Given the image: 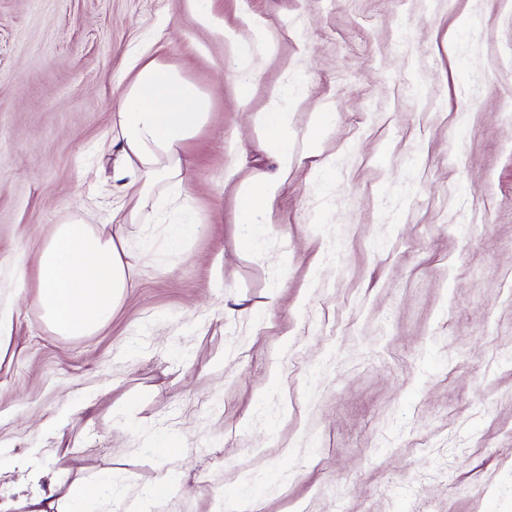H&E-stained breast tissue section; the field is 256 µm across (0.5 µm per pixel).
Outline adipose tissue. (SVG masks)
Listing matches in <instances>:
<instances>
[{"instance_id": "1", "label": "adipose tissue", "mask_w": 512, "mask_h": 512, "mask_svg": "<svg viewBox=\"0 0 512 512\" xmlns=\"http://www.w3.org/2000/svg\"><path fill=\"white\" fill-rule=\"evenodd\" d=\"M115 83L112 141L118 152L112 182L127 223L136 224L154 199L155 187H188L184 150L207 124L210 105L194 83L156 57L141 58L133 75H119ZM261 122L271 168L259 181L238 189L242 221L252 225L255 238L271 221L291 163L288 110L274 103ZM138 273L137 256L78 212L43 242L33 302L54 334L88 336L111 321ZM57 486V481H50L34 496L31 512H103L119 501L108 475L73 486L63 495Z\"/></svg>"}]
</instances>
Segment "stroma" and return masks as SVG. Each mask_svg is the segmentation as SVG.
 <instances>
[{
	"label": "stroma",
	"instance_id": "obj_1",
	"mask_svg": "<svg viewBox=\"0 0 512 512\" xmlns=\"http://www.w3.org/2000/svg\"><path fill=\"white\" fill-rule=\"evenodd\" d=\"M202 6L0 0V499L24 512L37 468L111 474L127 512H512V0ZM142 53L211 112L187 193L126 225L114 79ZM283 94L293 163L251 248L237 189ZM84 204L140 273L109 325L57 336L37 248Z\"/></svg>",
	"mask_w": 512,
	"mask_h": 512
}]
</instances>
